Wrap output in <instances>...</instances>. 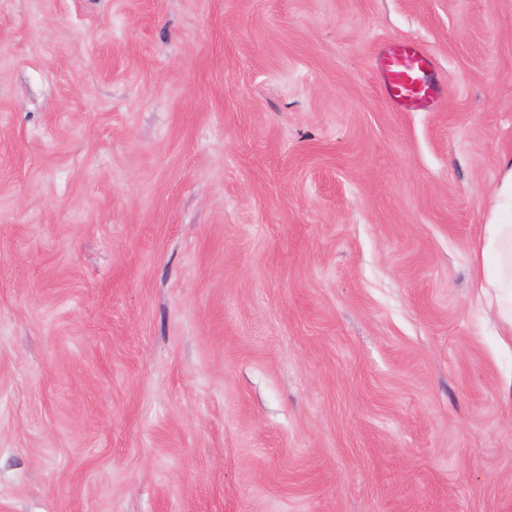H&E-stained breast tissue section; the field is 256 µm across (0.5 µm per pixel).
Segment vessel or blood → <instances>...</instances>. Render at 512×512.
Here are the masks:
<instances>
[{
  "label": "vessel or blood",
  "instance_id": "1",
  "mask_svg": "<svg viewBox=\"0 0 512 512\" xmlns=\"http://www.w3.org/2000/svg\"><path fill=\"white\" fill-rule=\"evenodd\" d=\"M376 67L395 111L429 109L442 93L433 60L412 43H394L381 50Z\"/></svg>",
  "mask_w": 512,
  "mask_h": 512
}]
</instances>
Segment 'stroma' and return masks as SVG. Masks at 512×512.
Masks as SVG:
<instances>
[{
	"mask_svg": "<svg viewBox=\"0 0 512 512\" xmlns=\"http://www.w3.org/2000/svg\"><path fill=\"white\" fill-rule=\"evenodd\" d=\"M511 160L512 0H0V512H512ZM387 98L397 112L429 109L441 96L442 85L433 60L413 43H393L376 57ZM472 255L477 297L496 317L498 336L512 339V221L485 224Z\"/></svg>",
	"mask_w": 512,
	"mask_h": 512,
	"instance_id": "35a3bbf8",
	"label": "stroma"
}]
</instances>
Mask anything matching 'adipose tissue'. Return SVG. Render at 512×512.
<instances>
[{
  "label": "adipose tissue",
  "instance_id": "1",
  "mask_svg": "<svg viewBox=\"0 0 512 512\" xmlns=\"http://www.w3.org/2000/svg\"><path fill=\"white\" fill-rule=\"evenodd\" d=\"M472 255L477 297L496 317L500 335L512 337V221L487 224Z\"/></svg>",
  "mask_w": 512,
  "mask_h": 512
}]
</instances>
